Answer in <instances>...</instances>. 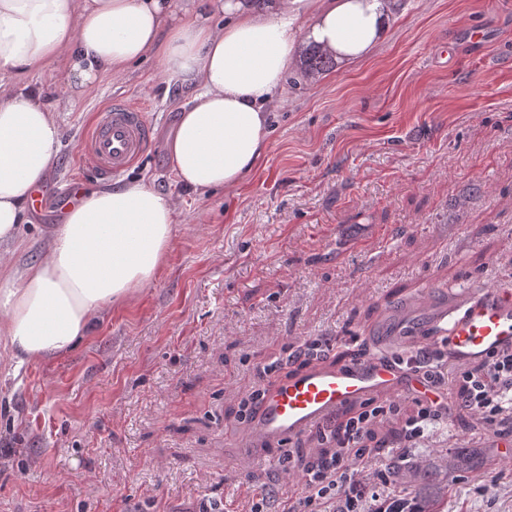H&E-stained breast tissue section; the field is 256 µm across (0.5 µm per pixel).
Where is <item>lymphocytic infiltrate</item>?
Returning <instances> with one entry per match:
<instances>
[{
	"mask_svg": "<svg viewBox=\"0 0 512 512\" xmlns=\"http://www.w3.org/2000/svg\"><path fill=\"white\" fill-rule=\"evenodd\" d=\"M461 376V408L482 423L496 424L512 402V350L495 353L481 369H463ZM398 413L397 403L382 406L368 401L357 415L321 430L327 448L305 463L306 494L288 512H323L328 503L333 504V512H412L409 499L389 491L388 463L408 460L412 444L423 438L428 425L443 420L447 409L436 402H419L416 414L404 420L396 448L385 452L363 445L368 422ZM373 459L378 462L374 468L369 465Z\"/></svg>",
	"mask_w": 512,
	"mask_h": 512,
	"instance_id": "lymphocytic-infiltrate-1",
	"label": "lymphocytic infiltrate"
}]
</instances>
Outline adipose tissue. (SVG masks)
<instances>
[{"label":"adipose tissue","instance_id":"1","mask_svg":"<svg viewBox=\"0 0 512 512\" xmlns=\"http://www.w3.org/2000/svg\"><path fill=\"white\" fill-rule=\"evenodd\" d=\"M392 0H0V359L15 367L70 352L92 317L151 283L171 246L172 199L141 180L84 190L49 232L41 260L18 266L29 200L59 152L54 107L20 77L67 64V96L102 74L160 59L190 90L166 140L179 182L204 196L236 187L267 151L269 108L305 44L344 61L378 38Z\"/></svg>","mask_w":512,"mask_h":512}]
</instances>
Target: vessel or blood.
<instances>
[{
    "label": "vessel or blood",
    "mask_w": 512,
    "mask_h": 512,
    "mask_svg": "<svg viewBox=\"0 0 512 512\" xmlns=\"http://www.w3.org/2000/svg\"><path fill=\"white\" fill-rule=\"evenodd\" d=\"M150 141L143 111L118 100L99 112L82 153L88 167L106 179L126 169ZM376 333L381 357L302 368L269 379L249 422L251 443L300 438L345 407L384 391L446 402L444 390L422 373L384 357V350L396 343L412 352L440 340L449 358L464 365L512 349V289L485 286L461 295L432 289L424 298L394 307Z\"/></svg>",
    "instance_id": "vessel-or-blood-1"
}]
</instances>
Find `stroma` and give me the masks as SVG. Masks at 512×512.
<instances>
[{"mask_svg":"<svg viewBox=\"0 0 512 512\" xmlns=\"http://www.w3.org/2000/svg\"><path fill=\"white\" fill-rule=\"evenodd\" d=\"M484 30L481 41L470 32ZM152 58L67 100L66 65L25 76L58 106L48 183L141 179L178 222L154 281L93 317L69 353L20 370L0 359V512H283L303 496L282 459L317 432L242 454L240 409L270 375L376 352L369 329L424 287L512 288V0H399L377 45L319 82L292 72L259 164L203 198L175 178L166 139L189 93ZM141 104L152 144L112 178L81 147L109 102ZM21 225L38 260L58 219ZM487 426L451 411L411 451L426 465L395 493H435L433 512H512V459ZM465 452L470 467L453 466Z\"/></svg>","mask_w":512,"mask_h":512,"instance_id":"1","label":"stroma"}]
</instances>
